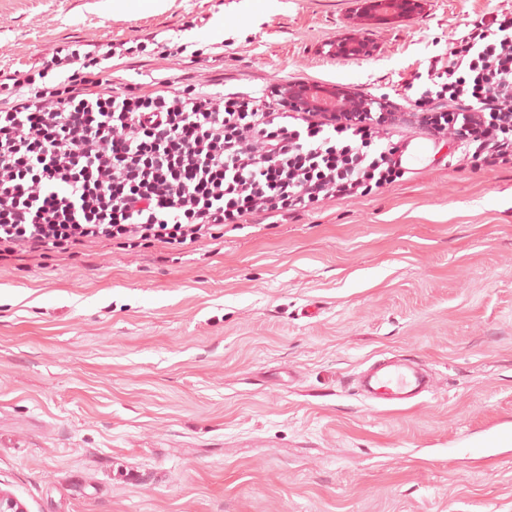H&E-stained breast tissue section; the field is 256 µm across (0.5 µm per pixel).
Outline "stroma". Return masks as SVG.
Wrapping results in <instances>:
<instances>
[{"label": "stroma", "mask_w": 512, "mask_h": 512, "mask_svg": "<svg viewBox=\"0 0 512 512\" xmlns=\"http://www.w3.org/2000/svg\"><path fill=\"white\" fill-rule=\"evenodd\" d=\"M0 0V71L210 91L295 80L389 94L512 0ZM367 58L331 55L349 32ZM120 43L100 60L91 44ZM403 356L434 391L371 406L352 376ZM0 490L26 512H512V163L441 142L371 193L181 250L110 239L0 258Z\"/></svg>", "instance_id": "stroma-1"}]
</instances>
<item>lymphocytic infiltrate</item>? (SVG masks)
<instances>
[{
    "label": "lymphocytic infiltrate",
    "instance_id": "1",
    "mask_svg": "<svg viewBox=\"0 0 512 512\" xmlns=\"http://www.w3.org/2000/svg\"><path fill=\"white\" fill-rule=\"evenodd\" d=\"M66 97L0 81V248L79 249L115 238L174 248L223 238L255 218L309 211L391 183L394 137L410 125L453 138L486 167L512 162V11L482 14L426 80L407 82L408 115L327 116L269 94L204 92L175 80Z\"/></svg>",
    "mask_w": 512,
    "mask_h": 512
}]
</instances>
